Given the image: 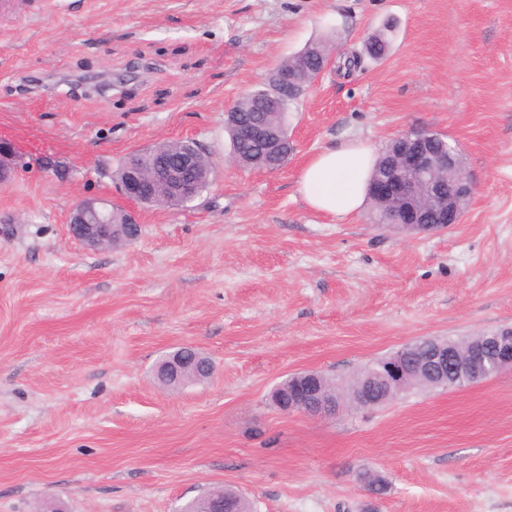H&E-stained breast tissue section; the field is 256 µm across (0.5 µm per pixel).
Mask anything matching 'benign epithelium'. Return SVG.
<instances>
[{
	"instance_id": "obj_1",
	"label": "benign epithelium",
	"mask_w": 512,
	"mask_h": 512,
	"mask_svg": "<svg viewBox=\"0 0 512 512\" xmlns=\"http://www.w3.org/2000/svg\"><path fill=\"white\" fill-rule=\"evenodd\" d=\"M333 63L334 57L327 55L316 59L313 68L306 62L299 65L293 74L284 76L274 86L272 94L265 98L266 109L277 110L283 101L300 97L304 87L310 86ZM225 123L233 125L236 140L252 141L260 146L259 169H279L281 158L293 151L287 133L261 121L240 123L231 107L226 109ZM436 138L435 133L425 129L394 137L389 144L391 164L373 176L369 187L370 203L388 207L396 215L395 224L410 234L447 231L461 223L465 208L476 190V183L463 163L459 145L454 141H444L438 146ZM138 155L148 162H131L125 177L117 182L119 193L132 204L128 209H121L122 223H112L116 207L101 198L86 197L70 212L69 233L85 249L99 251L112 245L116 239L124 244L137 239L139 216L135 207L152 204L160 193L182 204L192 203L201 197L202 173L198 161L205 151L196 142L184 141L183 148L173 158L156 154L150 148L138 152ZM16 169L15 152L9 145L0 143V180ZM417 346L416 342L406 345L386 362L381 371L376 368L368 370L352 390V404L358 408L375 406L382 400L378 389L392 385L404 388L420 380L437 386L448 382L450 374L457 379L475 377L483 380L512 369V328L484 334L482 340L465 353L459 352L449 341L429 338L422 364L411 368L407 363L408 353ZM186 366L180 356L173 355L158 369L157 376L162 382H173ZM302 379L307 381V385L288 397V404L282 405L284 412L323 415L336 411V406L329 403L312 406L321 392V381L316 371L302 372Z\"/></svg>"
}]
</instances>
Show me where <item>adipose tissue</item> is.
<instances>
[{
    "label": "adipose tissue",
    "instance_id": "ef3b65f1",
    "mask_svg": "<svg viewBox=\"0 0 512 512\" xmlns=\"http://www.w3.org/2000/svg\"><path fill=\"white\" fill-rule=\"evenodd\" d=\"M377 159L367 143L350 140L323 148L300 169L297 191L314 211L342 220L363 207Z\"/></svg>",
    "mask_w": 512,
    "mask_h": 512
}]
</instances>
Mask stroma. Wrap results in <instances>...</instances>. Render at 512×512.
Returning a JSON list of instances; mask_svg holds the SVG:
<instances>
[{
  "label": "stroma",
  "mask_w": 512,
  "mask_h": 512,
  "mask_svg": "<svg viewBox=\"0 0 512 512\" xmlns=\"http://www.w3.org/2000/svg\"><path fill=\"white\" fill-rule=\"evenodd\" d=\"M384 59L326 71L276 171L229 161L226 108L315 41ZM427 128L476 182L462 224L410 236L296 191L322 148ZM192 138L200 200L143 212L131 244L71 238L132 151ZM0 512H182L230 487L255 512H512V370L372 409L284 413L288 375L336 384L422 337L512 327V0H35L0 36ZM185 345L214 363L171 392ZM382 474L386 493L359 475Z\"/></svg>",
  "instance_id": "35a3bbf8"
}]
</instances>
